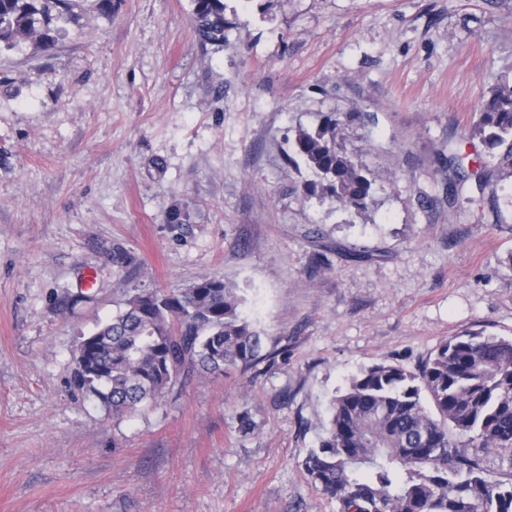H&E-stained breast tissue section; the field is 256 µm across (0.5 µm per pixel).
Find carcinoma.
Returning a JSON list of instances; mask_svg holds the SVG:
<instances>
[{
  "label": "carcinoma",
  "mask_w": 512,
  "mask_h": 512,
  "mask_svg": "<svg viewBox=\"0 0 512 512\" xmlns=\"http://www.w3.org/2000/svg\"><path fill=\"white\" fill-rule=\"evenodd\" d=\"M76 0H0V51L32 42L55 49L79 25ZM198 41L224 46V0H190ZM362 113L329 112L295 129L288 165L305 167L306 197L364 210L374 177L339 141L341 126ZM472 135L503 150L512 175V82L483 104ZM453 197L470 175L448 158ZM238 290L202 276L187 288L143 289L112 318L81 337L72 384L114 415L157 403L194 374L254 361L261 338L241 315ZM512 462V339L479 332L445 340L413 371L377 364L333 399L319 447L303 467L340 512H512V478L494 479L482 454Z\"/></svg>",
  "instance_id": "1"
}]
</instances>
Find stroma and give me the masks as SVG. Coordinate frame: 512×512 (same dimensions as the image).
Here are the masks:
<instances>
[{"label":"stroma","mask_w":512,"mask_h":512,"mask_svg":"<svg viewBox=\"0 0 512 512\" xmlns=\"http://www.w3.org/2000/svg\"><path fill=\"white\" fill-rule=\"evenodd\" d=\"M226 5L220 48L190 0H78L54 50L0 54V512H338L302 461L350 380L512 337V178L469 136L512 81V0ZM325 112L375 117L341 131L365 212L284 159ZM450 147L485 172L456 201ZM206 275L239 288L256 360L119 418L73 387L129 293Z\"/></svg>","instance_id":"1"}]
</instances>
